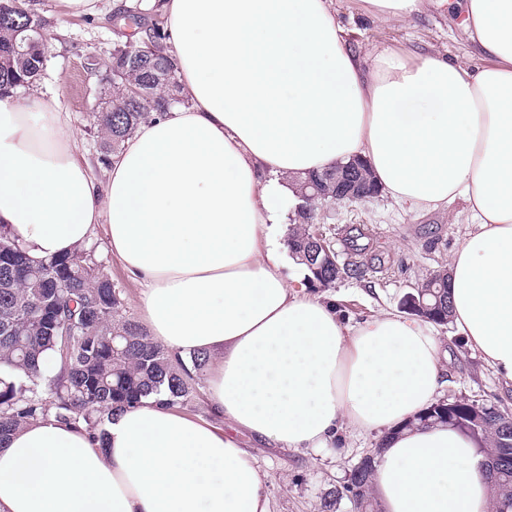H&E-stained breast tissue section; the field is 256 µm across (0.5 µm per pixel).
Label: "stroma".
<instances>
[{
  "label": "stroma",
  "instance_id": "1",
  "mask_svg": "<svg viewBox=\"0 0 512 512\" xmlns=\"http://www.w3.org/2000/svg\"><path fill=\"white\" fill-rule=\"evenodd\" d=\"M132 0H92L79 15L67 13L62 0H35L34 8L45 21L50 61L36 83L37 90L53 91L71 115L80 150L98 177L106 175L108 156L100 149L93 115L108 101L99 74L87 70L89 55L107 64L113 47L122 39V26L113 14ZM337 21L347 30L351 47L360 56L376 49L433 52L445 58L477 65L472 48L456 20L444 9L428 6L410 19L379 21L367 14L362 0H334ZM464 204L456 200L433 211H417L395 203L388 195L357 203L318 207L315 224L339 262L359 265L361 273L319 290L324 301H336L345 318L359 323L371 315L400 308L412 284L447 266L451 253L467 230ZM365 231L358 250H350L347 238L353 228ZM90 242L105 273L124 288L128 311L140 317V285L112 256L104 231ZM443 349L445 385L439 396L492 402L512 411V381L496 375L479 352L468 347L454 325L433 326ZM245 447L269 475L272 512H321L325 496L341 487L352 467L375 448L374 436L342 435L331 447L297 452L272 448L243 436Z\"/></svg>",
  "mask_w": 512,
  "mask_h": 512
}]
</instances>
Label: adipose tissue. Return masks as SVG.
<instances>
[{"label":"adipose tissue","mask_w":512,"mask_h":512,"mask_svg":"<svg viewBox=\"0 0 512 512\" xmlns=\"http://www.w3.org/2000/svg\"><path fill=\"white\" fill-rule=\"evenodd\" d=\"M437 2L459 8L479 66L365 63L332 0H167L188 102L142 123L103 181L58 95L0 98V224L36 259L103 227L144 285V329L209 356L205 401L232 426L152 399L99 438L47 418L0 443V512H271L240 432L293 451L373 434L383 512H491L475 442L407 426L442 385L437 336L395 312L349 323L288 282L278 240L295 177L353 158L411 208L462 199L453 323L512 380V0Z\"/></svg>","instance_id":"obj_1"}]
</instances>
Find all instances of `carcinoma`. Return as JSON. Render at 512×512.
Here are the masks:
<instances>
[{
  "mask_svg": "<svg viewBox=\"0 0 512 512\" xmlns=\"http://www.w3.org/2000/svg\"><path fill=\"white\" fill-rule=\"evenodd\" d=\"M126 13L134 31L112 50V101L94 120L114 155L151 113L183 102L160 5L144 12L136 3ZM23 25L44 29L28 0H0V96L30 88L47 66L43 34L28 59L17 60L12 36ZM298 215L302 223L288 228L289 250L309 287L326 288L335 264L308 254L315 209ZM443 292L440 308L426 313L429 323H450L448 288ZM208 363L205 354L187 363L148 336L128 314L125 292L104 273L94 246L33 259L0 225V442L49 415L102 435L109 416L151 395L164 396L172 408L190 407ZM432 424L454 426L478 442L480 453L495 462L496 474H487L493 512H512V416L495 404L461 399L435 404L410 422ZM373 473L372 465L353 467L344 491H333L322 512H332L343 496L355 512H375Z\"/></svg>",
  "mask_w": 512,
  "mask_h": 512,
  "instance_id": "carcinoma-1",
  "label": "carcinoma"
}]
</instances>
